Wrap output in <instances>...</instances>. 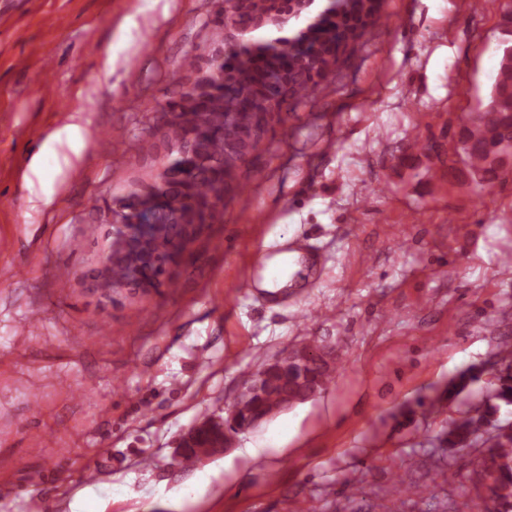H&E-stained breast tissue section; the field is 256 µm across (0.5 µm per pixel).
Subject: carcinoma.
<instances>
[{"instance_id":"1","label":"carcinoma","mask_w":512,"mask_h":512,"mask_svg":"<svg viewBox=\"0 0 512 512\" xmlns=\"http://www.w3.org/2000/svg\"><path fill=\"white\" fill-rule=\"evenodd\" d=\"M313 3L315 0H250V12L265 17L262 27L270 32L268 37L256 29L227 31L222 20H214L216 44L234 40L237 49L224 61L212 64L224 80L217 79L208 88L193 86L167 102L177 113L179 131L188 133L204 123L209 133L200 144L198 163L187 172L184 189L163 193L164 209L174 213L189 199L197 206L201 221L212 223L215 215L209 203L216 185L235 172L241 161L228 151L225 137L218 131L250 128L260 122L258 113L270 112L273 105L288 98L306 95L317 84L316 78L330 74L349 45L381 16L382 0H321L314 10ZM508 35L510 38L500 42L497 67L478 104L477 126L465 128L462 134L464 160H478L471 170L473 182L481 190L494 184L501 157L512 148V103L501 97L502 85L512 79L511 29ZM147 245V255L157 261L154 276L158 278L164 274L158 262L172 252L173 243L168 236L153 233ZM128 278L129 267L116 262L99 287L111 288ZM498 381L495 398L511 405L512 368L501 371ZM487 426L491 427L486 439L487 471L493 483L489 487L492 507L486 512H512V427L496 423L488 413L471 417L448 427V445L466 447Z\"/></svg>"}]
</instances>
